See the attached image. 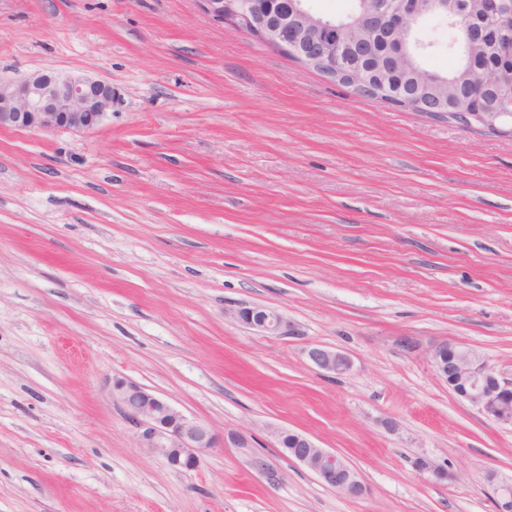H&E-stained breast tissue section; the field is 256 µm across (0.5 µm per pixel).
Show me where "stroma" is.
I'll list each match as a JSON object with an SVG mask.
<instances>
[{"mask_svg":"<svg viewBox=\"0 0 512 512\" xmlns=\"http://www.w3.org/2000/svg\"><path fill=\"white\" fill-rule=\"evenodd\" d=\"M417 37L451 63L445 20ZM37 70L120 102L90 132L0 129V512H496L484 474L512 479V426L428 351L454 340L512 378V134L362 96L201 0H0V77ZM242 304L297 335L225 317ZM312 343L352 370H316ZM116 377L250 447L171 469ZM277 426L365 494L285 457ZM224 315L264 335L294 336L298 333L295 324L288 317L278 310L263 305L225 309ZM285 455L311 470L319 481L348 497L362 496L366 490L356 471L336 452L321 448L306 434L275 427L270 431Z\"/></svg>","mask_w":512,"mask_h":512,"instance_id":"stroma-1","label":"stroma"}]
</instances>
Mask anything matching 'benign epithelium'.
I'll return each instance as SVG.
<instances>
[{
    "label": "benign epithelium",
    "mask_w": 512,
    "mask_h": 512,
    "mask_svg": "<svg viewBox=\"0 0 512 512\" xmlns=\"http://www.w3.org/2000/svg\"><path fill=\"white\" fill-rule=\"evenodd\" d=\"M430 12L426 0H368L366 10L348 26L324 21L306 7L285 9V0H203L205 10L217 20L232 19L245 33L284 49L314 66L326 77L359 89L381 85L382 102L417 112L464 117L490 129L512 120V0H437ZM433 14L462 28L460 49L491 42L495 59L478 68L481 91L496 93L492 112H459L444 99H416L391 91L389 77L409 73L422 78L412 65L422 45L415 40L417 24ZM373 56L375 68L364 64ZM118 94L112 82L58 71L34 72L15 82L0 79V128L36 132H86L98 128L112 112ZM224 316L264 335L294 336L295 324L283 313L263 305L238 306ZM306 356L315 369L341 374L352 367L350 358L330 347L312 344ZM436 376L454 394L479 407L489 418L512 426V379L500 377L480 353L456 341H442L429 350ZM112 396L137 430L141 447L176 470L197 469L206 453L219 443L205 422L191 418L133 381L115 378ZM271 435L285 455L311 470L319 481L348 497L364 494L356 471L340 455L321 448L306 434L275 427ZM497 512H512V481L490 471Z\"/></svg>",
    "instance_id": "1"
}]
</instances>
